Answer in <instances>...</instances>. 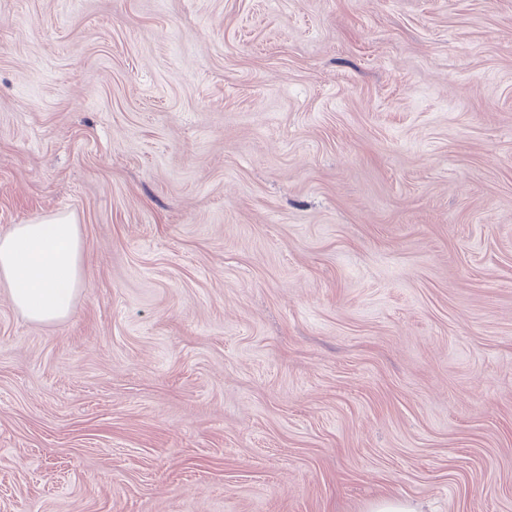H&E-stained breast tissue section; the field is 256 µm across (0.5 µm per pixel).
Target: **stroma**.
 <instances>
[{
  "mask_svg": "<svg viewBox=\"0 0 512 512\" xmlns=\"http://www.w3.org/2000/svg\"><path fill=\"white\" fill-rule=\"evenodd\" d=\"M0 512H512V0H0ZM81 238L71 215L16 224L0 235V280L12 305L38 323L68 316L82 283ZM417 505L410 499L384 497L374 502L370 512H419Z\"/></svg>",
  "mask_w": 512,
  "mask_h": 512,
  "instance_id": "1",
  "label": "stroma"
}]
</instances>
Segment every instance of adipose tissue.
<instances>
[{"label":"adipose tissue","instance_id":"obj_1","mask_svg":"<svg viewBox=\"0 0 512 512\" xmlns=\"http://www.w3.org/2000/svg\"><path fill=\"white\" fill-rule=\"evenodd\" d=\"M81 238L72 216L14 225L0 235V280L12 305L38 323L66 318L82 283Z\"/></svg>","mask_w":512,"mask_h":512}]
</instances>
